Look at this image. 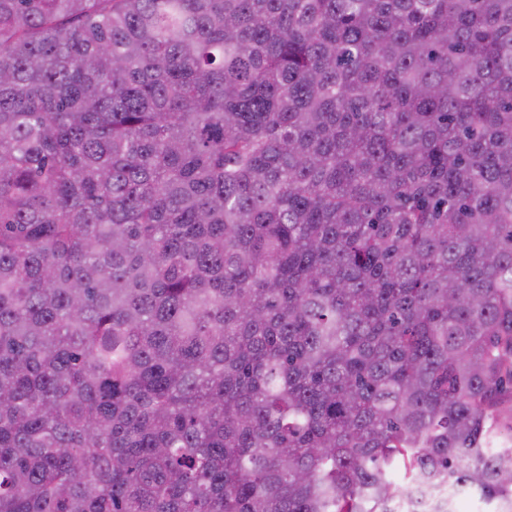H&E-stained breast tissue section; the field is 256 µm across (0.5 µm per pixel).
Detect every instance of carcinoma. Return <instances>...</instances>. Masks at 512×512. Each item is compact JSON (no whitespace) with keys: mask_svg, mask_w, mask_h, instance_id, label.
I'll use <instances>...</instances> for the list:
<instances>
[{"mask_svg":"<svg viewBox=\"0 0 512 512\" xmlns=\"http://www.w3.org/2000/svg\"><path fill=\"white\" fill-rule=\"evenodd\" d=\"M450 480L512 506V0H0V512Z\"/></svg>","mask_w":512,"mask_h":512,"instance_id":"carcinoma-1","label":"carcinoma"}]
</instances>
